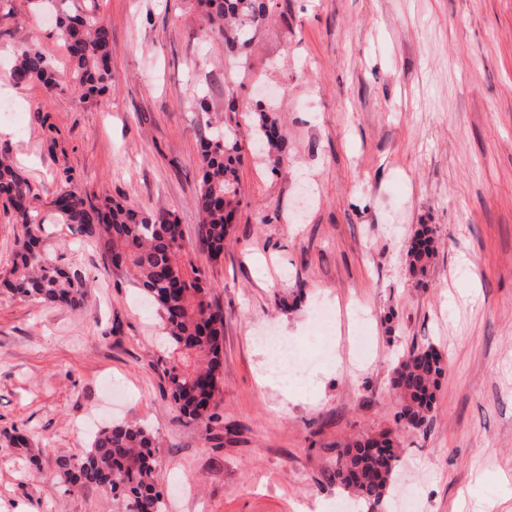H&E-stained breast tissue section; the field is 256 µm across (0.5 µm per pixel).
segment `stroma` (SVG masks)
Segmentation results:
<instances>
[{"label": "stroma", "instance_id": "1", "mask_svg": "<svg viewBox=\"0 0 512 512\" xmlns=\"http://www.w3.org/2000/svg\"><path fill=\"white\" fill-rule=\"evenodd\" d=\"M112 79L81 97L56 18L0 0V77L37 39L57 85L7 92L0 153L30 185L41 244L91 288L82 308L0 291V512H113L98 489L57 488L113 420L160 441L170 512H325L324 478L360 435L403 448L390 512H512V0H274L247 53L204 31L195 0H97ZM268 93L287 144L280 170L247 152L242 204L220 258L198 240L206 129L191 107ZM73 187L172 212L224 311L220 422H176L157 311L103 242L63 221ZM435 250L412 275L418 229ZM471 264L460 269V257ZM288 339L273 387L257 338ZM448 361L428 432L397 423L390 372L412 346Z\"/></svg>", "mask_w": 512, "mask_h": 512}]
</instances>
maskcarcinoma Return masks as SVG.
Wrapping results in <instances>:
<instances>
[{"mask_svg":"<svg viewBox=\"0 0 512 512\" xmlns=\"http://www.w3.org/2000/svg\"><path fill=\"white\" fill-rule=\"evenodd\" d=\"M59 30L74 68L75 84L85 97L102 93L111 79L110 35L90 8L77 0H59ZM205 26L224 36L231 49L246 48L252 33L271 13V0H197ZM11 78L21 85L39 81L55 87L52 61L36 40L17 52ZM197 112L211 134L201 142V182L195 206L201 215L200 236L211 257L224 252L234 216L241 204L238 166L243 139L239 123L213 117L205 101ZM252 148L279 168L284 151L274 113L258 104L249 124ZM27 180L5 156H0V198L13 208L25 228L12 268L0 277L6 292L43 305L78 309L89 293L77 271L57 266L30 228L34 215L27 204ZM69 224L104 240L110 263L129 274L143 288L159 313L169 339L163 366L174 407L181 418L219 421L215 395L219 392L224 311L213 302L205 275L195 268L184 243L180 224L169 212L114 203L101 211L86 205L81 192L69 189L53 201ZM432 254L427 230L419 232L408 254L413 271L424 272ZM448 372L443 356L431 345L414 346L391 371L390 388L399 397L398 419L407 429L427 431L440 384ZM158 438L137 422L112 423L95 434L89 450L78 457L58 459L57 480L66 494L94 486L112 496L117 512H165L166 501L157 490L154 473ZM403 449L397 440L360 436L349 441L336 457L326 480L368 504L376 512L389 497Z\"/></svg>","mask_w":512,"mask_h":512,"instance_id":"carcinoma-1","label":"carcinoma"}]
</instances>
